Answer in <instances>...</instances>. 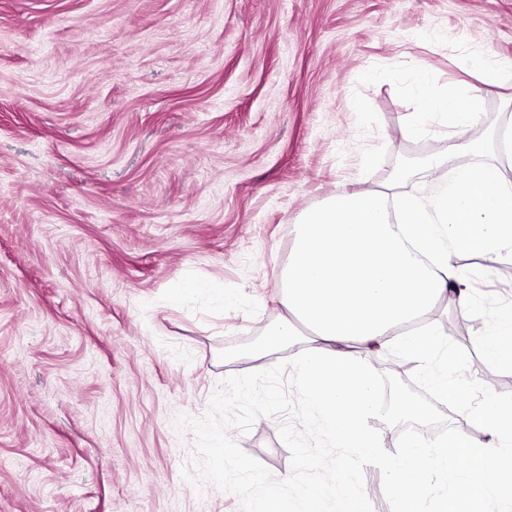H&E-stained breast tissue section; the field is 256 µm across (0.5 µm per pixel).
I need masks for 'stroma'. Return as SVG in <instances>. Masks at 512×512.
I'll return each mask as SVG.
<instances>
[{
	"instance_id": "35a3bbf8",
	"label": "stroma",
	"mask_w": 512,
	"mask_h": 512,
	"mask_svg": "<svg viewBox=\"0 0 512 512\" xmlns=\"http://www.w3.org/2000/svg\"><path fill=\"white\" fill-rule=\"evenodd\" d=\"M488 50L512 62V0H0V512H239L183 478L176 417L307 345L259 348L305 211L403 166L427 185L445 139L404 133L417 75L480 88L466 139L512 117V80L469 69ZM456 265L478 310L433 325L475 377L512 259ZM187 279L223 303L171 302ZM400 386L417 415L363 420L386 455L469 433L417 369ZM287 420L228 434L281 478Z\"/></svg>"
}]
</instances>
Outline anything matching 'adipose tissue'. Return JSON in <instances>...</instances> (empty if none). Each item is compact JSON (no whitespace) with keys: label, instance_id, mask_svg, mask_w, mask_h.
<instances>
[{"label":"adipose tissue","instance_id":"1","mask_svg":"<svg viewBox=\"0 0 512 512\" xmlns=\"http://www.w3.org/2000/svg\"><path fill=\"white\" fill-rule=\"evenodd\" d=\"M482 101L476 90L453 86L433 93L420 89L408 136L429 131L434 121L449 131L476 125ZM456 141L430 170L446 175L435 196H396L412 177L395 171L389 189L337 188L307 211L295 227L294 245L280 282L281 304L316 337L295 367L304 388V418L321 421L332 446L378 461L402 512H490L499 503L512 512V404L491 389L468 416L487 436L407 438L397 457L381 455V436L365 428L374 410L369 356L395 348L426 367L445 344L430 323L439 300L469 306L454 264L462 252L481 253L488 264L512 258V177L485 161L482 141L467 145L469 163L454 164ZM479 344L490 360L512 365V311L495 315ZM463 353H452L435 393L462 402L473 392L463 377ZM439 472L447 494L431 496L426 477Z\"/></svg>","mask_w":512,"mask_h":512}]
</instances>
